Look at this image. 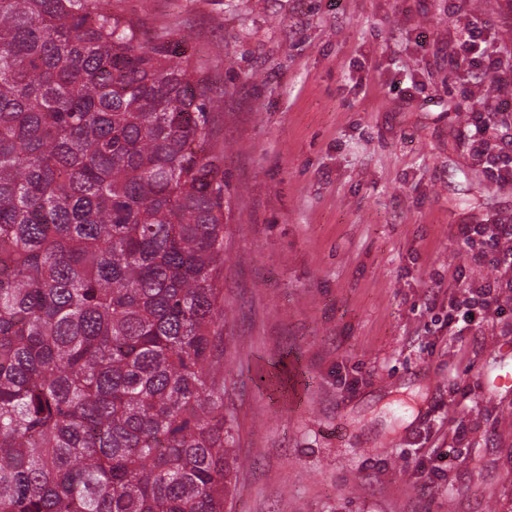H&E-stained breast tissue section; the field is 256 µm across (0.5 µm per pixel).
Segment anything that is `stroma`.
Masks as SVG:
<instances>
[{"instance_id": "obj_1", "label": "stroma", "mask_w": 512, "mask_h": 512, "mask_svg": "<svg viewBox=\"0 0 512 512\" xmlns=\"http://www.w3.org/2000/svg\"><path fill=\"white\" fill-rule=\"evenodd\" d=\"M457 0H111L224 99V512H512V308L461 224L512 221L468 152L495 109L448 55ZM512 52V0L474 9ZM448 453L447 461L437 450Z\"/></svg>"}]
</instances>
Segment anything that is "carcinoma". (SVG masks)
I'll list each match as a JSON object with an SVG mask.
<instances>
[{"label": "carcinoma", "instance_id": "carcinoma-1", "mask_svg": "<svg viewBox=\"0 0 512 512\" xmlns=\"http://www.w3.org/2000/svg\"><path fill=\"white\" fill-rule=\"evenodd\" d=\"M105 0H0V512H224V99Z\"/></svg>", "mask_w": 512, "mask_h": 512}]
</instances>
